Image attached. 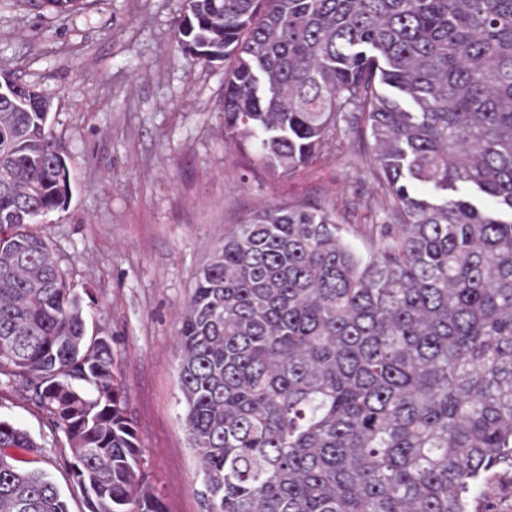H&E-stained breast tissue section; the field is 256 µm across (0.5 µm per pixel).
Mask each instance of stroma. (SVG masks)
Segmentation results:
<instances>
[{"label":"stroma","instance_id":"stroma-1","mask_svg":"<svg viewBox=\"0 0 512 512\" xmlns=\"http://www.w3.org/2000/svg\"><path fill=\"white\" fill-rule=\"evenodd\" d=\"M184 0H85L67 15L0 0V73L53 102L72 195L33 230L77 292L89 333L112 338L141 471L166 512H202V476L183 425L178 313L194 273L230 225L270 201L335 207L364 246L391 215L371 207L368 132L341 134L290 175L259 167L224 133V68L189 62L174 39ZM0 417L42 447L70 512L81 490L56 458L65 435L19 387L0 386Z\"/></svg>","mask_w":512,"mask_h":512}]
</instances>
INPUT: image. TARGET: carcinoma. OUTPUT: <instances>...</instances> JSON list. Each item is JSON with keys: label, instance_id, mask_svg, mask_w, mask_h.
I'll return each instance as SVG.
<instances>
[{"label": "carcinoma", "instance_id": "1", "mask_svg": "<svg viewBox=\"0 0 512 512\" xmlns=\"http://www.w3.org/2000/svg\"><path fill=\"white\" fill-rule=\"evenodd\" d=\"M65 14L83 0H19ZM183 56L224 64V132L290 174L372 138L365 251L336 210L270 202L197 270L179 329L204 512H500L512 470V0H185ZM51 100L0 75V386L64 432L87 512H165L112 338L45 238L72 194ZM0 418V512H69ZM511 480L512 472H504L503 474L486 482L481 489L480 500L478 505L485 500L493 501L497 499H506L507 511L512 512V497H511Z\"/></svg>", "mask_w": 512, "mask_h": 512}]
</instances>
